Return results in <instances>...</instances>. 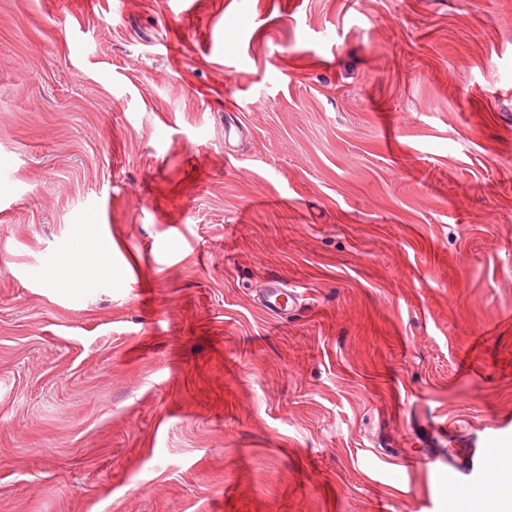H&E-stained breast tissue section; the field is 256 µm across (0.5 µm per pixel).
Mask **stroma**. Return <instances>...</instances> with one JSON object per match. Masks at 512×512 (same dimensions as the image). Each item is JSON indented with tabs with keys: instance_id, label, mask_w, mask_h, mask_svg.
<instances>
[{
	"instance_id": "obj_1",
	"label": "stroma",
	"mask_w": 512,
	"mask_h": 512,
	"mask_svg": "<svg viewBox=\"0 0 512 512\" xmlns=\"http://www.w3.org/2000/svg\"><path fill=\"white\" fill-rule=\"evenodd\" d=\"M191 5L0 0V512H455L512 453V0ZM425 416L486 469H407ZM287 290L282 287V283L277 280L268 282L267 288L262 295L263 306L272 316L282 318L285 314L287 305L283 306L280 297L286 295Z\"/></svg>"
}]
</instances>
